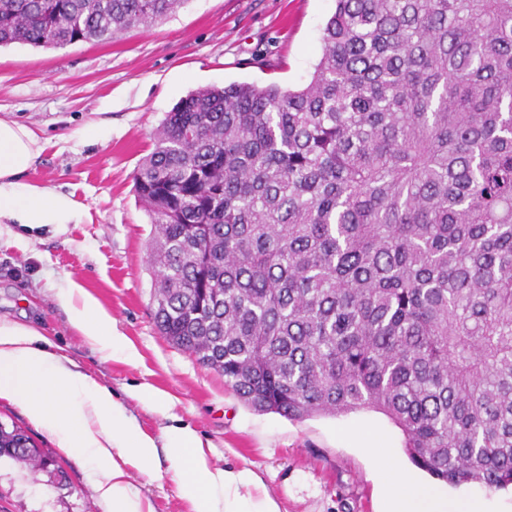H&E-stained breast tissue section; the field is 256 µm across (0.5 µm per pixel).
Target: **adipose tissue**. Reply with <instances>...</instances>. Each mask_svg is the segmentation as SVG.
<instances>
[{
  "mask_svg": "<svg viewBox=\"0 0 512 512\" xmlns=\"http://www.w3.org/2000/svg\"><path fill=\"white\" fill-rule=\"evenodd\" d=\"M45 142L31 128L0 117V225L79 224L87 216L72 194L23 181ZM69 311V324L105 357L126 362L139 354L111 316L77 285L55 291ZM0 400L18 406L48 431L58 448L86 462L103 512H154L132 481L158 464L155 438L128 415L107 386L76 369L64 353L52 350L34 327L0 322ZM166 445L182 469V493L192 512H280L262 493L247 468H212L200 436L187 426L169 429ZM387 512H492L479 494L449 498L438 484L415 480L401 470L387 474Z\"/></svg>",
  "mask_w": 512,
  "mask_h": 512,
  "instance_id": "1",
  "label": "adipose tissue"
}]
</instances>
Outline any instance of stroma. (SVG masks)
<instances>
[{"instance_id": "obj_1", "label": "stroma", "mask_w": 512, "mask_h": 512, "mask_svg": "<svg viewBox=\"0 0 512 512\" xmlns=\"http://www.w3.org/2000/svg\"><path fill=\"white\" fill-rule=\"evenodd\" d=\"M336 0H187L163 22L102 44L0 48V116L25 124L46 146L24 178L73 193L89 217L64 229L0 226V320L36 327L79 370L109 387L142 428L161 437L172 422L202 438L210 464L251 469L281 512H383L381 476L392 463L419 480L403 435L385 415L360 410L290 420L246 405L223 376L172 347L154 319L148 265L151 218L134 192V173L153 134L190 91L232 83L305 85L322 53ZM76 284L111 315L140 354L110 359L68 322L56 289ZM148 386L173 402L154 413L135 390ZM0 422L24 428L57 453L66 473L31 475L0 459V512H101L91 473L58 454L52 436L0 400ZM391 448L360 447L375 429ZM134 481L155 512H190L170 460Z\"/></svg>"}]
</instances>
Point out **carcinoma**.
Returning <instances> with one entry per match:
<instances>
[{"mask_svg":"<svg viewBox=\"0 0 512 512\" xmlns=\"http://www.w3.org/2000/svg\"><path fill=\"white\" fill-rule=\"evenodd\" d=\"M187 0H0V47ZM162 336L258 411L384 413L450 486L512 485V0H336L310 81L191 92L134 174ZM43 471L0 423V457Z\"/></svg>","mask_w":512,"mask_h":512,"instance_id":"obj_1","label":"carcinoma"}]
</instances>
